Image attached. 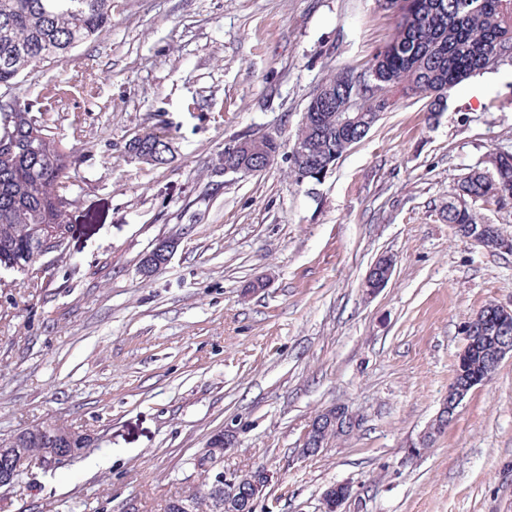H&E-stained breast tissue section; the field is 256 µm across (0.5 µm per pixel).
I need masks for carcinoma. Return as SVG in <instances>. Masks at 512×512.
<instances>
[{"instance_id": "1", "label": "carcinoma", "mask_w": 512, "mask_h": 512, "mask_svg": "<svg viewBox=\"0 0 512 512\" xmlns=\"http://www.w3.org/2000/svg\"><path fill=\"white\" fill-rule=\"evenodd\" d=\"M396 10L391 40L377 51L369 78L356 79L340 70L326 80L336 86L331 99L313 94L308 122L298 140L316 145L337 161L347 150L351 131L338 128L337 112L359 91L367 111L378 112L379 97L396 91L428 99V112H442L446 94L472 75L512 62V0H388ZM112 26V0H0V87L9 88L27 74L51 65L78 45L98 39ZM11 122L10 148L0 151V270L34 269L44 246L61 247L72 232L64 222L60 190L70 178L68 155L32 105L0 104ZM166 146L163 136L146 132L128 143V152L144 156ZM512 196V153L500 152L488 166L476 167L457 181L448 200L446 220L462 231L480 226L475 205ZM59 425L44 422L20 431L14 445L37 460L57 452L51 437ZM207 460L193 462L197 484L170 496L163 512H224V498L210 492L209 474L224 464V440Z\"/></svg>"}]
</instances>
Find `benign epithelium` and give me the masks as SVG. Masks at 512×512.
<instances>
[{
	"label": "benign epithelium",
	"instance_id": "benign-epithelium-1",
	"mask_svg": "<svg viewBox=\"0 0 512 512\" xmlns=\"http://www.w3.org/2000/svg\"><path fill=\"white\" fill-rule=\"evenodd\" d=\"M271 139L272 135L263 133L258 136L244 138L234 142L224 149V154L233 155L240 160L236 167H224V172L250 174L268 168L277 157L274 152L265 155V159H256V145L260 139ZM467 239L475 242L488 250L512 252V240L508 238L489 237L484 228L473 229ZM177 243L172 240L157 244L148 252L141 262V273L144 277H150L161 270L169 262ZM395 261L393 257L386 255L381 264H372L370 272L376 276L369 277L367 288L372 294L378 293L388 283ZM494 314L480 310L472 317L471 322L464 326V345L457 355L455 369L457 378L448 388V399L442 403L435 419L431 432L437 433L448 427L456 415V411L469 394L478 385L488 383L501 362L512 357V343L499 342L491 351L483 349V335L485 329L493 326L501 334H505L512 328V309L496 304L493 307ZM475 353L486 355V361L482 372L472 376L467 375V367L471 357ZM360 425L359 415L351 411L347 406L336 403L322 409L309 422L301 439V454L305 457L316 456L326 447L324 435L334 429L345 434H352ZM0 455L10 459V467L0 472V487H8L13 483L15 475L22 470L26 462L25 454L18 449L0 448ZM273 473L268 467L261 465L242 471L226 469L215 476L213 491L216 494L224 493V512H252L256 509L257 502L266 497V490L271 485Z\"/></svg>",
	"mask_w": 512,
	"mask_h": 512
}]
</instances>
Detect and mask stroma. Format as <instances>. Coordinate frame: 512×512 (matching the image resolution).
Listing matches in <instances>:
<instances>
[{"mask_svg":"<svg viewBox=\"0 0 512 512\" xmlns=\"http://www.w3.org/2000/svg\"><path fill=\"white\" fill-rule=\"evenodd\" d=\"M384 0H112V27L0 99L33 104L68 153V241L28 274L0 273V440L53 421L93 444L0 512H163L208 438L225 468L273 473L256 512H512V358L412 453L454 378L462 325L512 308V252L459 238L448 194L512 153V64L465 80L435 123L395 98L321 180L290 154L315 90L367 73L391 38ZM165 133L168 161L126 150ZM267 169H224L252 134ZM177 248L143 277L156 243ZM382 255L385 288L363 286ZM265 280L255 290L254 280ZM340 403L358 430L301 457ZM379 258L382 259L381 256ZM378 259L372 264V267L370 268L369 273H368L369 282L367 283L366 288H369L368 290L371 294L378 293L382 288H384L386 286V284L388 283V281L391 277V274H392V271H393V268L395 265V261H394L393 257H391L389 255H384V257H383L384 260L381 261V264H380L381 268H380V270H378V264H376ZM375 271H377L378 274L376 276L372 277V274Z\"/></svg>","mask_w":512,"mask_h":512,"instance_id":"obj_1","label":"stroma"}]
</instances>
